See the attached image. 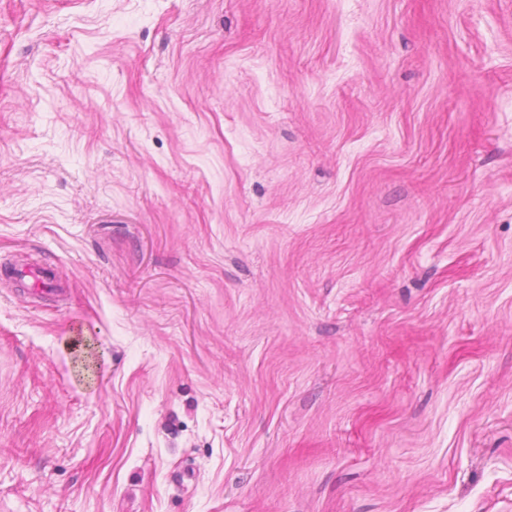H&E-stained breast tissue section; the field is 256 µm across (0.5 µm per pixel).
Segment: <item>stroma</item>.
Returning <instances> with one entry per match:
<instances>
[{
	"mask_svg": "<svg viewBox=\"0 0 512 512\" xmlns=\"http://www.w3.org/2000/svg\"><path fill=\"white\" fill-rule=\"evenodd\" d=\"M0 512H512V0H0ZM16 277L25 282L28 288L34 289L36 293H43L44 290H53L50 287L54 285V282L43 268L18 267L16 269Z\"/></svg>",
	"mask_w": 512,
	"mask_h": 512,
	"instance_id": "stroma-1",
	"label": "stroma"
}]
</instances>
